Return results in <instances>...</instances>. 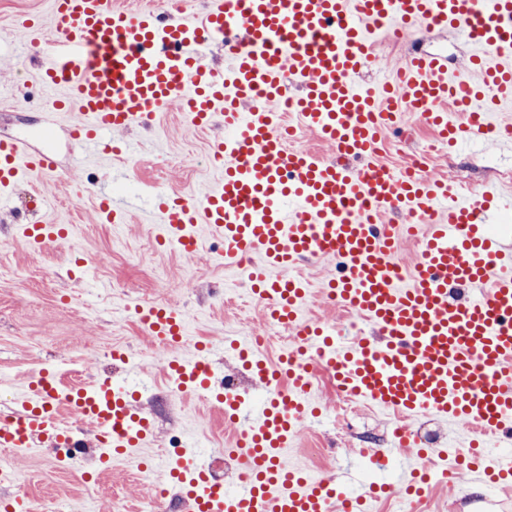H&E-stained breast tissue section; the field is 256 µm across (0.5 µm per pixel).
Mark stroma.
<instances>
[{
  "mask_svg": "<svg viewBox=\"0 0 512 512\" xmlns=\"http://www.w3.org/2000/svg\"><path fill=\"white\" fill-rule=\"evenodd\" d=\"M50 0H0V139L23 138L31 148L52 150L59 175L36 186L22 184L0 198V415L15 408L14 390L21 388L32 372L45 366L63 369L76 363L82 376L123 378L125 362L113 359V349L128 351L150 376L153 388L141 401L152 424V453H160L169 434L187 435L203 452L220 456L231 433L224 414L203 396L182 392L168 385L162 373L165 352L145 334L129 313L135 305H176L192 318L190 341L208 338L216 349L213 369L217 379L235 376L240 393L255 385L251 375L220 348L224 337L241 336L268 328L267 314L255 311L248 326H240L224 309V290L238 270L215 263L208 251L188 260L177 250L159 248L155 241L151 200L157 193L172 197L199 192L216 173L207 165L209 150L223 137L221 121L204 130L191 126L179 105L155 114L143 125L129 129L122 138L136 147L139 158L130 163L125 178L114 175L113 162L86 158L75 168L74 144L66 118L49 100L38 106L23 104V93L37 83L47 46L28 48L18 41L16 21L23 16L43 17ZM443 53L456 61L466 50L464 43L441 33L425 40L397 45L380 42L376 61L359 80L369 83L393 74L403 56L412 50ZM512 168V158L502 156L496 145L476 152L438 156L433 170L456 182H468L477 190H493L497 184L491 167ZM114 198L134 197L139 209L125 224H110L97 216L98 194ZM60 221L72 227L67 240L31 250L16 235L20 223ZM29 272L15 277L17 269ZM332 260L309 262L307 275L313 293L307 319H323L346 336L366 335L372 328L363 318L339 320L335 309L321 300V281L334 273ZM325 416L303 422L291 450L306 469L343 481L357 478L363 459L351 440L362 436L391 439L398 421L394 416L357 406L344 424L336 422V396L317 392ZM327 451L314 455L313 442ZM134 461L119 464L95 483H86L81 471L66 466L53 455L30 453L10 460L14 475H28L24 486L15 480L0 484V503L24 494L38 512H114L112 491L139 504L141 512H180L176 495L163 501L148 497L130 473ZM489 493L479 484L434 485L413 512H503L488 502Z\"/></svg>",
  "mask_w": 512,
  "mask_h": 512,
  "instance_id": "35a3bbf8",
  "label": "stroma"
}]
</instances>
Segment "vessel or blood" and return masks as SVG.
<instances>
[{
	"label": "vessel or blood",
	"instance_id": "vessel-or-blood-1",
	"mask_svg": "<svg viewBox=\"0 0 512 512\" xmlns=\"http://www.w3.org/2000/svg\"><path fill=\"white\" fill-rule=\"evenodd\" d=\"M17 26L25 46L40 45L46 30L55 33L40 84L63 89L55 107L71 113L81 154L131 157L115 134L174 103L192 125L218 118L228 132L214 147L220 164L207 189L158 197L157 239L189 258L207 235L222 243L217 257L224 263L253 256L244 272L253 296L299 339L274 364L256 354L252 338L232 340L269 398L247 408L240 398H224L234 492L225 491L210 456L183 448L169 460L167 475L193 512H366L368 494L310 477L288 456L299 423L320 412V372L369 407L432 417L466 443L512 438V244L478 217L511 206L512 197L458 195L444 176L397 179L380 162L389 129L411 116L452 147L470 141L512 149V133L500 127L512 116V0H207L198 18H166L111 0H52L49 26L28 17ZM432 31L467 45L460 66L436 52L410 54L395 83L357 84L380 34L399 40ZM212 43L224 47L225 70L201 59L200 46ZM292 80L299 86L293 97ZM286 96L295 105L294 126L277 122L270 109ZM299 127L329 144L337 161L289 147ZM56 169L52 152L0 140V197ZM389 212L407 223H384ZM68 231L65 224L19 227L34 250ZM406 241L417 257L401 274ZM326 257L337 262L326 289L364 317L373 335L340 341L305 320L310 290L292 271ZM135 313L146 334L172 350L171 375L209 390L210 345L180 353L185 310L150 305ZM15 401V420L0 425V448H80L90 431L103 464L143 460L151 445L148 418L106 377L65 386L46 367ZM411 448L417 459L403 461L396 488L419 497L429 488L417 465L427 451L399 431L394 451ZM391 452L373 451V464L385 467ZM464 468L473 481L512 484L511 457Z\"/></svg>",
	"mask_w": 512,
	"mask_h": 512
}]
</instances>
